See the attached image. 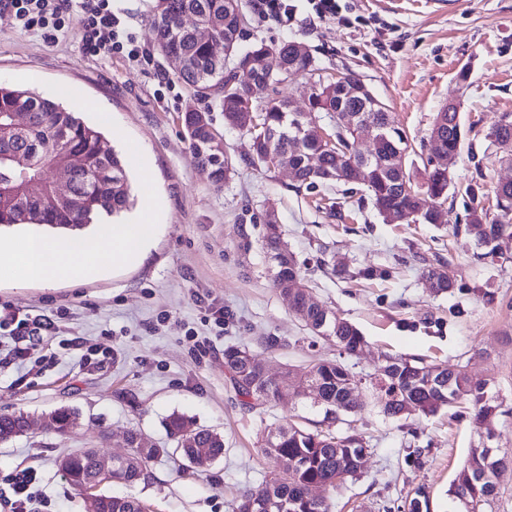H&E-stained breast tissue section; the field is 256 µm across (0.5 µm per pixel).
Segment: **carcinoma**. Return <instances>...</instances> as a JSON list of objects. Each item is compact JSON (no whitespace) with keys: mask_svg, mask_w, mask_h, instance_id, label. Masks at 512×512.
<instances>
[{"mask_svg":"<svg viewBox=\"0 0 512 512\" xmlns=\"http://www.w3.org/2000/svg\"><path fill=\"white\" fill-rule=\"evenodd\" d=\"M192 17L194 26L183 25ZM149 29L155 50L163 57L175 55L181 60L178 79L189 87L193 97L211 101L204 107L189 105L182 121L189 149L198 166L215 181L227 180L233 170L232 159L224 150V139L212 126L211 107L224 114L225 123L238 127L244 112L258 116L260 128L249 130L254 145L251 164L268 169L267 158L289 154L298 183L314 187L320 182L343 180L348 161L363 155L354 147L355 127L335 130V144L328 145L312 134L310 120L295 112L291 103L277 96H260V91L277 83L269 76L265 58L277 52L288 70L302 77L310 93L308 100L315 115L346 113L367 114L379 125L378 140L369 162L371 172L367 190L376 210L386 209L404 219V223L438 222L441 206L452 183L450 173L434 168L426 171L424 183L413 185L410 171L392 166L398 151L407 149L404 129L355 74L347 73L334 81H324L322 68L309 54H298L295 43L270 46L262 40L248 45L244 41V0H156L149 16ZM208 30L209 39L198 37L197 28ZM216 41L224 43L233 60L228 70L224 59L212 50ZM15 112L26 114V124L9 129ZM439 136V148L446 154H459L465 138L458 113H436L429 137ZM498 149L512 150V120L498 124L490 133ZM101 133L55 101L26 89L0 86V227L20 224H44L52 229L76 231L91 224V216L104 211L120 215L131 205L128 175L117 154L101 147ZM320 165L313 168L310 158ZM32 167L22 174L20 165ZM58 167L70 170L71 178L59 189L50 173ZM473 206L469 217L480 227L478 242L487 248L484 256L499 254L500 242L512 239V183L495 187L500 216L488 220L479 200V188H465ZM281 230L277 223L265 224L264 247L273 262V283L279 291L289 281L298 285L288 306L303 314V322L312 333L330 342L340 353L355 356L364 345L363 336L348 320L336 312L307 302L311 295L296 260L279 252ZM428 287L446 293L454 286L449 264L439 262L423 270ZM245 349H224V367L232 375L240 395L259 404L279 400L296 392L303 383L318 390L319 404L325 416L340 419L361 407L362 378L340 360H324L302 369H286L279 377L264 375L256 358L244 357ZM384 383L377 390L384 396V413L397 417L405 405L413 411L434 414L440 409L466 401L473 420L484 422L495 410L486 392L487 382L477 378L470 366L437 363H413L392 358L384 369ZM77 413L69 408L55 410L50 416L52 429L66 432L75 424ZM28 418L23 414H0V440L25 434ZM175 442L174 453L192 463L204 455L214 463L224 454V437L200 428L183 415L170 416L166 424ZM130 452L112 464V482L133 485L147 475V466L160 453L158 448L141 447V435H129ZM264 451L276 461L277 469L257 491H247L232 506V512H328L318 488L335 489L359 475L358 463L368 451L362 435L349 426L339 435L312 431L296 424L279 425L267 432ZM97 454L92 450L69 454L60 461L61 470L73 489L82 491L93 477ZM512 464V456L499 454L497 448H475L451 483L449 492L463 512H491L498 496V482L491 478L494 468ZM110 512H145L146 504L134 496H108Z\"/></svg>","mask_w":512,"mask_h":512,"instance_id":"1","label":"carcinoma"}]
</instances>
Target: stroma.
Masks as SVG:
<instances>
[{"mask_svg":"<svg viewBox=\"0 0 512 512\" xmlns=\"http://www.w3.org/2000/svg\"><path fill=\"white\" fill-rule=\"evenodd\" d=\"M292 3L296 20L283 28L247 0V38L295 42L328 77L356 73L405 129L417 184L433 152V117L457 102L467 137L451 173L456 183H480L482 203L496 217L494 188L512 171L499 162L489 134L512 117V0H339L333 20L311 15L307 0ZM175 69L155 52L136 67L118 56L85 57L78 31L47 44L0 15V83L59 98L70 112L80 111L82 100L100 101L112 121L104 148L121 153L135 143L147 152L158 214L139 263L51 287L0 281V308L47 315L64 332L25 339L31 357L43 360L37 374L13 359V340L0 335V414L31 421L26 434L0 441V495L10 494L16 470L31 467L49 500L45 512H86L60 457L87 449L127 454L132 431L161 453L148 479L110 483L105 492L137 497L152 512H231L243 492L262 487L276 469L262 450L271 425L311 429L324 412L303 392L248 407L224 369L225 346L250 350L274 374L338 354L273 284L261 245L271 211L314 300L365 340L345 362L363 379L364 407L353 420L368 453L359 479L325 491L329 512H401L418 488L429 512H461L448 487L472 449L512 452V240L502 242L501 257H482L467 221L472 202L458 192H449L442 223L388 224L364 185L309 189L260 170L250 162V134L225 126L218 111L213 123L235 170L213 181L183 137L190 91ZM440 260L455 277L444 294L421 276ZM213 301L227 314L223 326L207 309ZM88 346L100 355L87 363L81 355ZM390 356L471 363L495 411L480 424L467 404L430 416H387L372 384ZM63 407L78 419L59 434L44 422ZM174 414L223 435L224 455L206 474L172 455L166 421Z\"/></svg>","mask_w":512,"mask_h":512,"instance_id":"1","label":"stroma"}]
</instances>
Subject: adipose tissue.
Here are the masks:
<instances>
[{
    "mask_svg": "<svg viewBox=\"0 0 512 512\" xmlns=\"http://www.w3.org/2000/svg\"><path fill=\"white\" fill-rule=\"evenodd\" d=\"M156 230L152 193L146 190L140 213L128 222L103 213L88 234L38 233L0 241V280L51 285L85 279L139 260Z\"/></svg>",
    "mask_w": 512,
    "mask_h": 512,
    "instance_id": "ef3b65f1",
    "label": "adipose tissue"
}]
</instances>
